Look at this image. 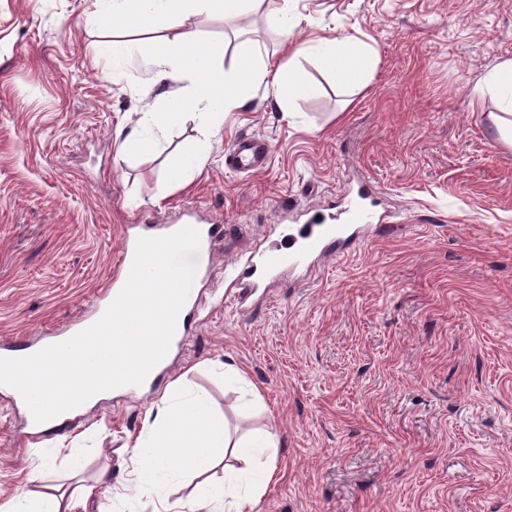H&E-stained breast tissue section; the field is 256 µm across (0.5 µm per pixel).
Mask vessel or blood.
<instances>
[{
    "instance_id": "1",
    "label": "vessel or blood",
    "mask_w": 512,
    "mask_h": 512,
    "mask_svg": "<svg viewBox=\"0 0 512 512\" xmlns=\"http://www.w3.org/2000/svg\"><path fill=\"white\" fill-rule=\"evenodd\" d=\"M272 148L258 135H245L232 143L225 152V165L230 172L250 175L266 169ZM375 192L369 183H361L355 192L344 197L338 212L310 217L307 223L284 227V244L279 248L256 249L245 259H232L224 266L225 275L235 286L226 298L237 311H245L255 298L263 296L269 283L283 274L310 270L315 262L332 257L368 240V227L383 223L385 215L374 211ZM173 224H131L121 240L118 272L105 294L80 317L61 329L40 337L37 341L17 345L0 340V357H24L54 344L61 343L98 321L125 285L134 259L136 243L141 237H160L176 232ZM200 247L195 257L198 273L209 271L213 263L216 240L224 233L220 224L199 225Z\"/></svg>"
}]
</instances>
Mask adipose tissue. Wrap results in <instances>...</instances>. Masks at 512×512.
<instances>
[{
  "mask_svg": "<svg viewBox=\"0 0 512 512\" xmlns=\"http://www.w3.org/2000/svg\"><path fill=\"white\" fill-rule=\"evenodd\" d=\"M256 0H92L94 16L111 24L113 39L99 48L113 73H121L129 59L141 52L140 44L126 40V29L139 26H169L165 48L155 57L157 82L166 81L170 71L183 72L189 84L184 94L173 97L159 92V107L145 112L128 133V140L152 144L173 120L191 118L212 127L216 117L240 107L247 93L264 80H271L285 101L314 94V85L303 81L294 58L268 71L252 50L242 48L231 67H224V49L196 39L182 19L203 12L221 11L228 16L248 14ZM297 55L310 54L330 71L337 85L370 80L376 68V53L367 45L336 35L321 36L297 47ZM476 95H492L501 111L490 114L492 131L512 146V60L496 65L475 89ZM150 424L135 438L133 454L141 465L133 471L136 487L166 499L194 473L211 469L216 455L230 458L224 475L200 484L187 512H253L269 482L279 471V441L272 433L232 431L227 420L215 417L202 392L178 383L162 392ZM75 504L58 486L43 483L24 490L0 504V512H73Z\"/></svg>",
  "mask_w": 512,
  "mask_h": 512,
  "instance_id": "ef3b65f1",
  "label": "adipose tissue"
}]
</instances>
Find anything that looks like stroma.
Wrapping results in <instances>:
<instances>
[{"mask_svg": "<svg viewBox=\"0 0 512 512\" xmlns=\"http://www.w3.org/2000/svg\"><path fill=\"white\" fill-rule=\"evenodd\" d=\"M289 34L271 24L281 9ZM91 0H0V339L26 341L68 323L117 272L123 228L222 224L182 346L137 396L102 399L49 432L32 431L0 391V502L45 473L81 512H178L128 481L129 449L165 386L179 377L212 411L280 441L282 477L256 512H512V147L489 131L491 96L474 87L512 59V0H258L243 17L190 16L199 41L236 47L232 27L266 62L327 33L371 45L364 87H337L301 59L317 92L283 112L258 87L218 120L171 125L157 147L121 151L155 105V71L136 55L113 76L97 53L112 29ZM272 144L267 169L229 173L239 136ZM203 147L204 167L164 185ZM366 180L398 227L283 281L239 313L223 302L224 260L279 237L299 214L335 207ZM261 394L246 405L224 362ZM54 438L52 464L38 446ZM111 487H95L101 469ZM94 486L92 496L83 489Z\"/></svg>", "mask_w": 512, "mask_h": 512, "instance_id": "obj_1", "label": "stroma"}]
</instances>
